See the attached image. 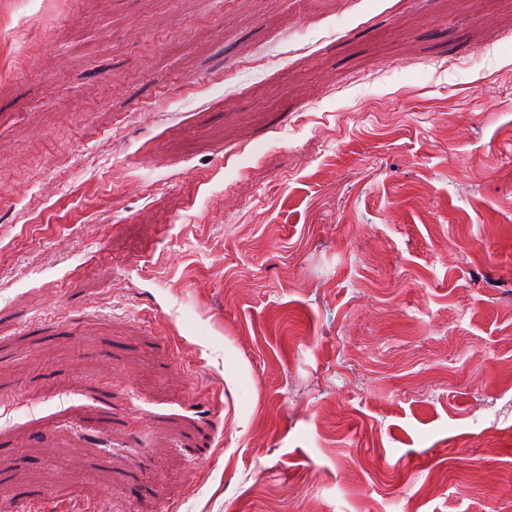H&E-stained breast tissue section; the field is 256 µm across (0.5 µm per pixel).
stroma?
I'll return each mask as SVG.
<instances>
[{
    "instance_id": "1",
    "label": "stroma",
    "mask_w": 512,
    "mask_h": 512,
    "mask_svg": "<svg viewBox=\"0 0 512 512\" xmlns=\"http://www.w3.org/2000/svg\"><path fill=\"white\" fill-rule=\"evenodd\" d=\"M512 512V0H0V512Z\"/></svg>"
}]
</instances>
